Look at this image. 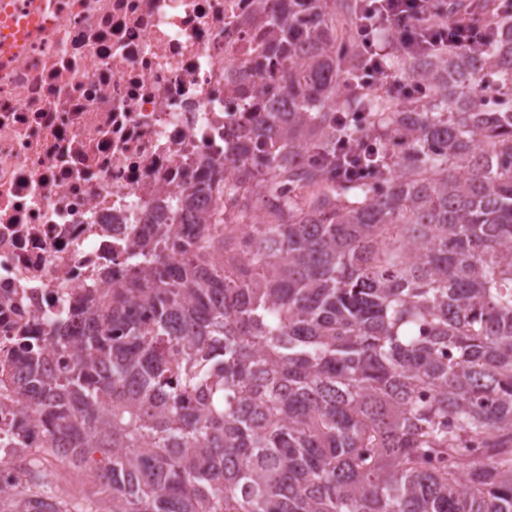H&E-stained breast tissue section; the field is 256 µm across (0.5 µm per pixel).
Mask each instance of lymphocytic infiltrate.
I'll return each mask as SVG.
<instances>
[{"label": "lymphocytic infiltrate", "mask_w": 512, "mask_h": 512, "mask_svg": "<svg viewBox=\"0 0 512 512\" xmlns=\"http://www.w3.org/2000/svg\"><path fill=\"white\" fill-rule=\"evenodd\" d=\"M365 9L359 16L357 39L364 51L365 64L355 73L342 75L347 94L372 92L385 86L400 97L415 96L401 74L392 70L391 56L420 54L441 47L474 49L482 45L485 34L465 18L443 20L437 0H362ZM396 26L392 39L375 38L377 28Z\"/></svg>", "instance_id": "1"}]
</instances>
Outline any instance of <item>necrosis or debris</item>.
Returning <instances> with one entry per match:
<instances>
[{"label":"necrosis or debris","instance_id":"1","mask_svg":"<svg viewBox=\"0 0 512 512\" xmlns=\"http://www.w3.org/2000/svg\"><path fill=\"white\" fill-rule=\"evenodd\" d=\"M268 39L258 0H0V507L29 459L63 467L15 390L22 338L66 362L56 321L144 272L147 216L165 213L178 255L176 198L210 173L237 182ZM241 209L225 196L201 231L243 255L264 214Z\"/></svg>","mask_w":512,"mask_h":512}]
</instances>
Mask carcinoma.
I'll list each match as a JSON object with an SVG mask.
<instances>
[{"instance_id":"1","label":"carcinoma","mask_w":512,"mask_h":512,"mask_svg":"<svg viewBox=\"0 0 512 512\" xmlns=\"http://www.w3.org/2000/svg\"><path fill=\"white\" fill-rule=\"evenodd\" d=\"M268 16L288 111L259 109L239 185L267 219L249 256L195 235L141 244L143 279L20 353L50 448L93 466L111 512H512V17L477 51L393 64L429 90L340 95L362 68L333 0ZM356 134L365 178L336 174ZM256 195H251V192ZM184 209L206 224L199 196ZM12 512H91L40 470Z\"/></svg>"}]
</instances>
